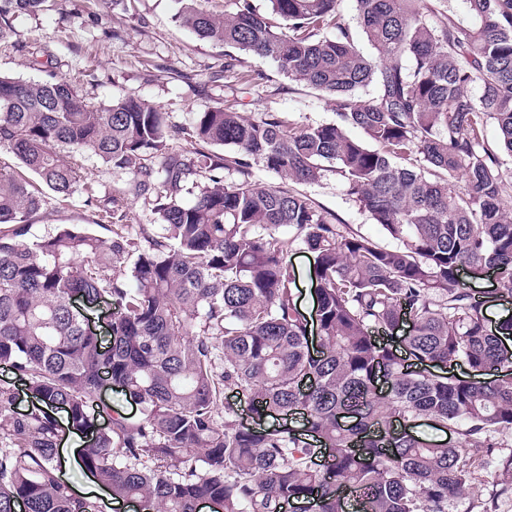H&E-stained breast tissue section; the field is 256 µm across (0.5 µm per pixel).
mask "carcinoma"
I'll return each instance as SVG.
<instances>
[{
    "mask_svg": "<svg viewBox=\"0 0 512 512\" xmlns=\"http://www.w3.org/2000/svg\"><path fill=\"white\" fill-rule=\"evenodd\" d=\"M180 2L181 26L273 61L336 101V120L229 105L182 128L135 95L95 105L62 79L0 75V153L18 161L0 165V365L28 399L18 410L0 382V512H104L61 475L69 434L100 489L141 512H348L343 488L361 512H449L480 492L474 456L512 471L496 454L512 431V317L486 315L512 298V0H462L465 17L438 26L425 0H355L369 54L338 0H269L268 14L238 0L224 17ZM42 4L0 0V41ZM179 135L192 155L169 147ZM82 159L128 175L159 223L128 224ZM257 163L281 186L254 182ZM26 170L57 198L83 195L110 236L58 224L27 238L47 197ZM329 175L395 246L288 188ZM295 242L315 255L314 329L291 288ZM464 270L500 288L478 294ZM78 299L116 309L108 339ZM104 380L138 417L98 399Z\"/></svg>",
    "mask_w": 512,
    "mask_h": 512,
    "instance_id": "obj_1",
    "label": "carcinoma"
}]
</instances>
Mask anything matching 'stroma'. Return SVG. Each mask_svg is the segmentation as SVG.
Returning <instances> with one entry per match:
<instances>
[{
    "mask_svg": "<svg viewBox=\"0 0 512 512\" xmlns=\"http://www.w3.org/2000/svg\"><path fill=\"white\" fill-rule=\"evenodd\" d=\"M179 8L178 0H45L36 14L11 18V34L0 41V74L35 81L52 74L96 104L133 94L169 113L178 125L190 124L204 108L232 102L253 120L265 112H282L306 125L335 120L333 101L289 81L273 61L245 54L236 70L227 72L225 48L180 27ZM84 167L100 191L121 200L133 223H157L148 200L130 192L127 176L93 161ZM302 190L354 231L390 245L382 227L346 200L336 177ZM93 218L82 196H52L30 233L38 236L51 224H88ZM287 260L295 269L299 308L313 316L314 255L295 245ZM480 478L481 497L463 496L452 512H512V475L488 464Z\"/></svg>",
    "mask_w": 512,
    "mask_h": 512,
    "instance_id": "obj_1",
    "label": "stroma"
}]
</instances>
